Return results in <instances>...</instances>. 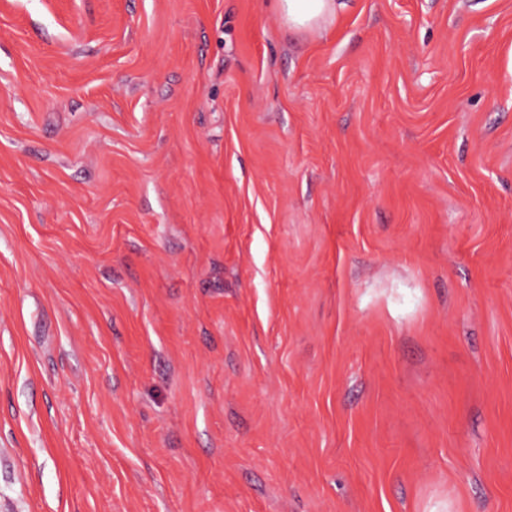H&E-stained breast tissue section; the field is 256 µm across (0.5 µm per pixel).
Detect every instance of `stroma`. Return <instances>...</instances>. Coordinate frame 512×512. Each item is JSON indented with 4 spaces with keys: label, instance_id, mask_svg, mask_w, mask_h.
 Instances as JSON below:
<instances>
[{
    "label": "stroma",
    "instance_id": "obj_1",
    "mask_svg": "<svg viewBox=\"0 0 512 512\" xmlns=\"http://www.w3.org/2000/svg\"><path fill=\"white\" fill-rule=\"evenodd\" d=\"M0 512H512V0H0ZM291 27H312L336 12L335 0H275Z\"/></svg>",
    "mask_w": 512,
    "mask_h": 512
}]
</instances>
